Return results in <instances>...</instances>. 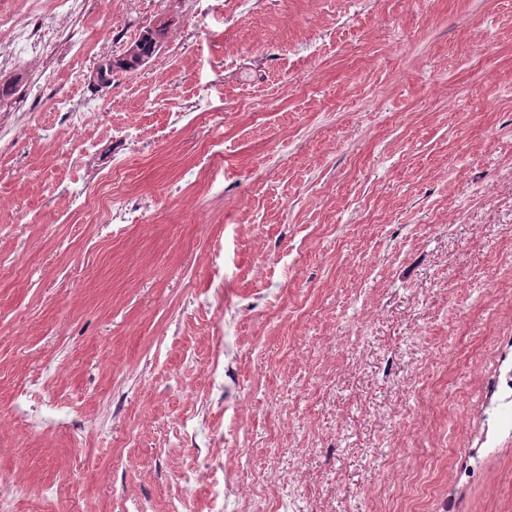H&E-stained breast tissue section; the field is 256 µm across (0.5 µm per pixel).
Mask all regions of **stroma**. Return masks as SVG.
<instances>
[{
    "mask_svg": "<svg viewBox=\"0 0 512 512\" xmlns=\"http://www.w3.org/2000/svg\"><path fill=\"white\" fill-rule=\"evenodd\" d=\"M167 15L184 48L65 89L150 222L83 221L36 67L0 101L9 512H211L207 465L224 512H512V0H85L77 27ZM205 141L223 162L169 197Z\"/></svg>",
    "mask_w": 512,
    "mask_h": 512,
    "instance_id": "35a3bbf8",
    "label": "stroma"
}]
</instances>
